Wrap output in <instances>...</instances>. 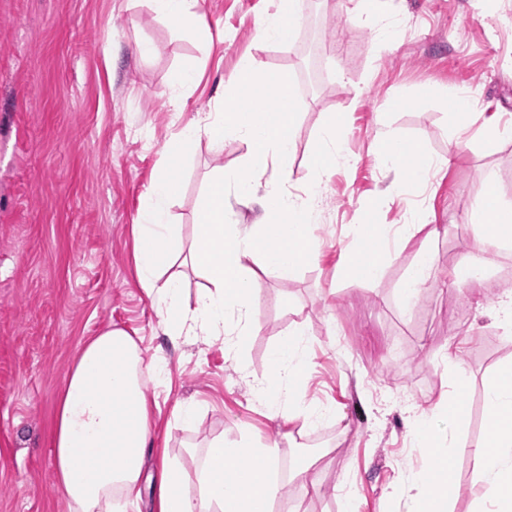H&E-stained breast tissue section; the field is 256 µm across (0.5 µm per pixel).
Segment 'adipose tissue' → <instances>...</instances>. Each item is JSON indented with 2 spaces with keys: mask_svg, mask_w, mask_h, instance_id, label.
Here are the masks:
<instances>
[{
  "mask_svg": "<svg viewBox=\"0 0 512 512\" xmlns=\"http://www.w3.org/2000/svg\"><path fill=\"white\" fill-rule=\"evenodd\" d=\"M155 18L189 34H203L207 26L196 12L197 0H147ZM288 86L287 76L267 71L256 62L244 64L226 83L215 111L199 112L163 146L167 164L150 189L147 208L135 227V263L138 282L153 298L160 323L172 340L203 337L221 341L235 361H242L252 330L251 311L258 301L256 273L272 280L291 278L312 255L319 218L321 185L337 166L352 164L341 147L343 116L335 114L322 127L313 152V178L299 193L282 179L267 177L270 166L285 163L294 143L291 112H263L259 101L272 85ZM214 150L235 142L245 147L239 166L216 168L210 176L195 214V234L182 249L168 220V207L181 192L180 163L194 151L200 137ZM404 137L391 127L379 132L381 160L394 178L387 194L419 188L442 160L417 145L414 157L396 152ZM240 203L258 202L256 224H238L229 217L228 190ZM512 215V202L487 191L474 204L470 222L473 238L464 257L453 265L455 285H474L493 249L512 243V225L489 231L498 215ZM362 252L350 266L359 279L377 278L390 245L402 237L390 224H358L353 228ZM205 280L195 301H187L179 276L167 275L181 253ZM305 332L297 328L272 351L266 374L254 393L286 423L317 425L318 408L299 397L295 386L303 378ZM451 380L433 411L412 418V434L423 462L422 477L410 480L414 512H448L456 492L447 459L455 458L460 443L441 434L436 421L456 424L465 418V376L450 361ZM165 358L144 360L123 330L107 329L91 338L69 371L57 403L53 430L56 480L73 512H111L113 494L140 499V480L146 451L153 438L149 386L166 385ZM487 423L483 439L469 448L472 482L483 487L473 512H512V364L499 367L485 391ZM278 442L254 443L248 438L213 439L195 472L161 460L156 468V512H270L280 486L272 478ZM251 458L261 467L242 479L237 468ZM196 481L197 495L185 492Z\"/></svg>",
  "mask_w": 512,
  "mask_h": 512,
  "instance_id": "obj_1",
  "label": "adipose tissue"
}]
</instances>
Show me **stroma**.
<instances>
[{
	"instance_id": "1",
	"label": "stroma",
	"mask_w": 512,
	"mask_h": 512,
	"mask_svg": "<svg viewBox=\"0 0 512 512\" xmlns=\"http://www.w3.org/2000/svg\"><path fill=\"white\" fill-rule=\"evenodd\" d=\"M351 0H308L290 42H263L257 28L276 0H198L211 42L156 22L144 0H0V512H71L56 483L53 422L63 381L82 345L100 330L126 331L144 358L163 355L170 385L156 390L152 457L194 470L217 436L247 433L279 441L272 512H341L340 488L355 490L353 512H407L397 486L421 466L409 426L431 411L448 383L443 361L465 340L466 446L482 439L484 390L512 362V334L491 314L512 291V246L489 256L481 284L463 292L449 271L473 236L469 213L486 188L512 201V139L451 145L458 122L444 100L470 90L478 111L512 123V0H389V43L356 25ZM150 54H142V46ZM253 59L288 75L297 94L295 145L286 169L305 186L318 132L335 112L346 119L344 150L321 188L322 212L310 260L286 281L257 276L259 302L246 340V369L218 341L165 336L140 288L133 226L158 173L159 151L195 113L210 112L225 80ZM201 65L181 107L174 78ZM435 96L418 100L419 87ZM413 101L410 109L394 108ZM390 125L451 156L417 192L382 193L392 178L378 161L376 133ZM242 148L215 158L200 140L184 164L171 208L183 244L207 175L237 165ZM438 227L434 270L411 309L399 291L425 229L399 239L382 274L362 281L348 268L360 245L356 224L410 223L417 208ZM305 327L304 401L327 410L316 431L288 426L258 401L262 377L285 334ZM198 404L193 426L177 407ZM312 462L321 487L307 494L297 470Z\"/></svg>"
}]
</instances>
